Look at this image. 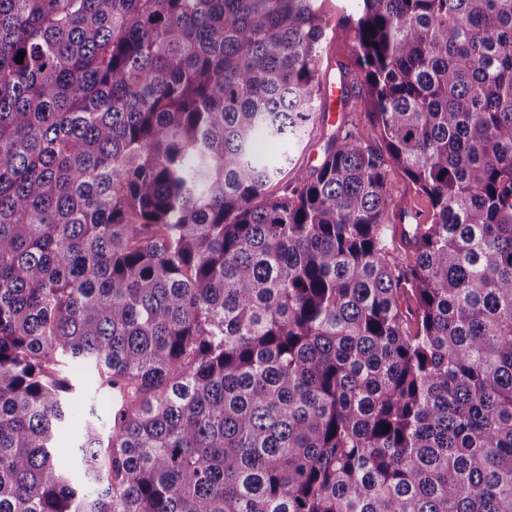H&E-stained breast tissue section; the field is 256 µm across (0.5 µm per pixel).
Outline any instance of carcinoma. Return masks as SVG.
I'll use <instances>...</instances> for the list:
<instances>
[{
  "instance_id": "cac0c4a2",
  "label": "carcinoma",
  "mask_w": 512,
  "mask_h": 512,
  "mask_svg": "<svg viewBox=\"0 0 512 512\" xmlns=\"http://www.w3.org/2000/svg\"><path fill=\"white\" fill-rule=\"evenodd\" d=\"M317 2L0 0V512H512V0H362L275 190ZM322 11L327 18L331 21L334 26V34L328 43L326 54L323 60L322 67V82L323 84H331L336 82L334 85L322 89V97L326 100H331V104L328 105V112H326V121L324 125H317L316 130L313 133L312 141L308 144L290 142L285 143L282 147L277 146L273 149L263 148V151L279 153L282 150L287 152L293 159L292 165L300 167L304 170H313L318 167L322 160L323 155V144L333 130H336L337 126L344 120H355L359 119L360 129L374 145L378 144L377 134L368 125L367 121L361 118H355L352 112H343L342 99L339 101L336 98V88L341 89V92L349 91L350 93L358 92L363 86L359 84L356 88H351L353 82L357 81L360 75V68L358 65V53L356 42L354 40V34L350 31L352 17L357 8V1L355 0H321ZM349 20V21H348ZM391 179L395 194L401 196L404 195V199L412 202V204H414L417 210L422 214V219H427L430 213V205L428 199L422 196H417L414 191L410 189L408 181L399 170H396L392 174ZM85 372L77 369L71 370V376L76 384V391L72 396L73 401L66 422L60 429L56 446L63 455L77 457L82 427L86 420L91 419L89 409L93 406L96 413L106 422L110 414L112 399L109 392L98 388L86 378Z\"/></svg>"
}]
</instances>
